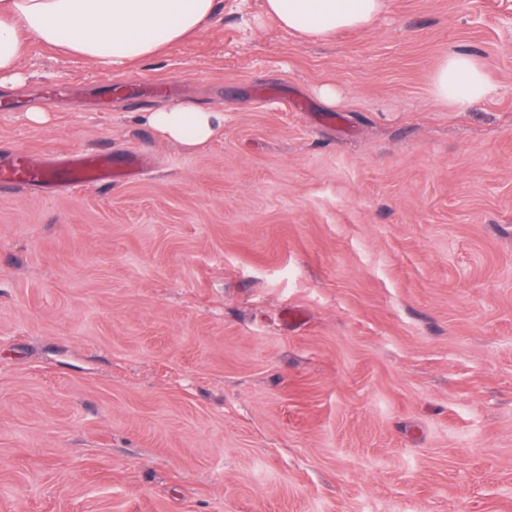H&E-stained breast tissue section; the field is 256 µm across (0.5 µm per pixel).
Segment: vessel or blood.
<instances>
[{
	"instance_id": "1",
	"label": "vessel or blood",
	"mask_w": 512,
	"mask_h": 512,
	"mask_svg": "<svg viewBox=\"0 0 512 512\" xmlns=\"http://www.w3.org/2000/svg\"><path fill=\"white\" fill-rule=\"evenodd\" d=\"M62 173L71 186L108 183L113 168L110 157L92 152L74 151L60 157L37 158L18 151L9 167L0 168V182L27 183Z\"/></svg>"
}]
</instances>
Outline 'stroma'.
Returning <instances> with one entry per match:
<instances>
[{
    "instance_id": "obj_1",
    "label": "stroma",
    "mask_w": 512,
    "mask_h": 512,
    "mask_svg": "<svg viewBox=\"0 0 512 512\" xmlns=\"http://www.w3.org/2000/svg\"><path fill=\"white\" fill-rule=\"evenodd\" d=\"M261 6L119 71L34 40L0 91V165L152 161L0 183V512H512V0L329 41ZM452 51L498 86L467 112ZM148 84L223 130L163 139ZM481 60L455 52L445 58L431 77L432 95L455 112H467L495 92ZM115 170L110 157L92 152L74 151L60 157L36 158L19 150L9 167L0 168V183L46 180L58 172L65 175L66 183L71 186L112 183Z\"/></svg>"
}]
</instances>
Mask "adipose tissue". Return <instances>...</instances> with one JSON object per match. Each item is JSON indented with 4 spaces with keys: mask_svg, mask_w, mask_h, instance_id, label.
Listing matches in <instances>:
<instances>
[{
    "mask_svg": "<svg viewBox=\"0 0 512 512\" xmlns=\"http://www.w3.org/2000/svg\"><path fill=\"white\" fill-rule=\"evenodd\" d=\"M386 0H263L262 19L305 40H331L343 31L369 29ZM217 0H0V88L25 83L29 39L95 66L121 69L151 60L204 31ZM495 85L469 53L445 58L431 77V92L456 112L489 98ZM147 121L163 138L195 149L224 127V113L191 101L162 104Z\"/></svg>",
    "mask_w": 512,
    "mask_h": 512,
    "instance_id": "adipose-tissue-1",
    "label": "adipose tissue"
}]
</instances>
